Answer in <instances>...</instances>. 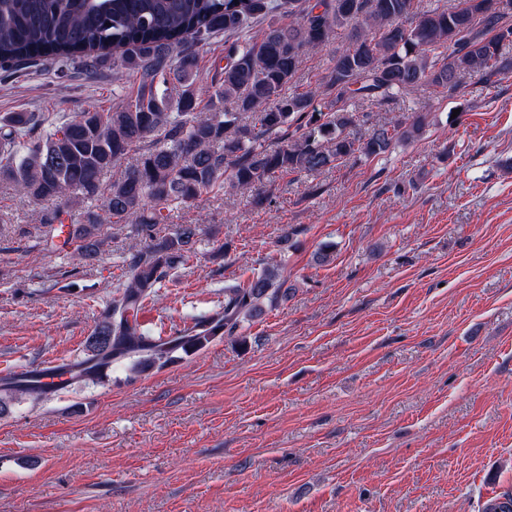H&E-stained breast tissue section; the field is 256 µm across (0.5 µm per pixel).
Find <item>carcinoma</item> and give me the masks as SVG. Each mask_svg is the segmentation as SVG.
Segmentation results:
<instances>
[{"label":"carcinoma","instance_id":"1","mask_svg":"<svg viewBox=\"0 0 512 512\" xmlns=\"http://www.w3.org/2000/svg\"><path fill=\"white\" fill-rule=\"evenodd\" d=\"M497 2L457 0L451 8L420 11L416 0H286L291 22L242 40L243 30L283 3L0 0L1 63H78L90 70L110 57L138 80L136 96L110 112L90 105L62 122L50 112L0 117V182L50 204L41 218L45 244L61 250L74 245L78 264L94 263L105 243L100 210L148 239L144 250L125 260V280L101 310L84 356L61 368L68 382H97L124 360L146 371L218 336H233L241 322L277 306L286 296L279 268L265 267L246 284L224 289L223 311L166 338L149 335L140 314L199 231L196 224H180L158 236L156 227L204 193L247 191L277 173L317 172L420 137L428 125L423 112L355 137L348 129L356 115L345 106L421 85L451 97L467 75L497 85L512 73V57L502 52L512 41V12L504 14ZM341 30L348 42L331 57L321 89L285 94L309 55ZM220 32L223 72L200 86L195 45ZM319 96L323 104L317 106ZM268 140L281 145L272 148ZM130 156L133 164L105 181ZM85 201L100 203V210L84 212L83 222L54 242L63 213ZM53 394L55 387L36 370L10 374L0 379V415L18 396L38 402ZM483 512H512V491L487 500Z\"/></svg>","mask_w":512,"mask_h":512}]
</instances>
